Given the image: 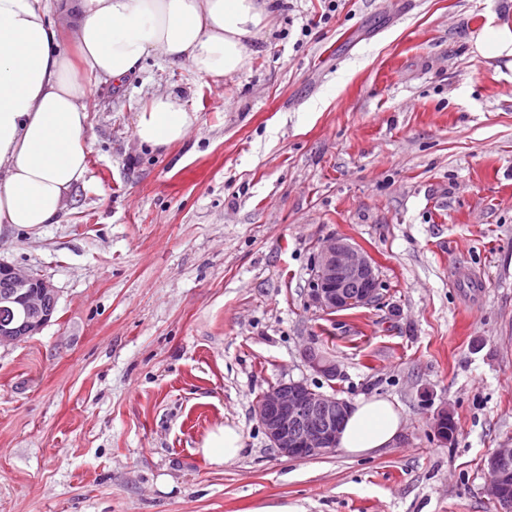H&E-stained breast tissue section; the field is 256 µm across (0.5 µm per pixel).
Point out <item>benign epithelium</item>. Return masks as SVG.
Masks as SVG:
<instances>
[{"instance_id": "obj_1", "label": "benign epithelium", "mask_w": 512, "mask_h": 512, "mask_svg": "<svg viewBox=\"0 0 512 512\" xmlns=\"http://www.w3.org/2000/svg\"><path fill=\"white\" fill-rule=\"evenodd\" d=\"M356 282L362 291L355 297L346 284ZM378 295L373 259L344 239L332 237L318 248L317 261L307 292L309 305L336 313L369 306ZM56 310V291L46 279L0 262V346L24 341L38 334ZM304 361L327 380L336 376L329 357L308 351ZM349 404L336 392L314 389L305 380L269 386L259 397L254 415L271 447L283 456L307 459L334 452ZM487 467V496L503 512H512L508 495L512 484V445L496 449Z\"/></svg>"}]
</instances>
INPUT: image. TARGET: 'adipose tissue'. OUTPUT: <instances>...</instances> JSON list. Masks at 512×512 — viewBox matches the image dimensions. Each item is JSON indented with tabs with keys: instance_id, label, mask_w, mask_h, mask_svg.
Segmentation results:
<instances>
[{
	"instance_id": "adipose-tissue-1",
	"label": "adipose tissue",
	"mask_w": 512,
	"mask_h": 512,
	"mask_svg": "<svg viewBox=\"0 0 512 512\" xmlns=\"http://www.w3.org/2000/svg\"><path fill=\"white\" fill-rule=\"evenodd\" d=\"M274 0H64L76 56L60 51L49 0H0V226L34 230L58 223L88 172L87 76L122 84L149 56L185 62L215 83L248 66L251 44L274 14ZM195 115L178 95L155 96L134 121L139 143L182 141ZM404 419L394 402L357 400L339 436L351 456L395 445ZM243 449L233 424L212 430L200 451L224 465Z\"/></svg>"
}]
</instances>
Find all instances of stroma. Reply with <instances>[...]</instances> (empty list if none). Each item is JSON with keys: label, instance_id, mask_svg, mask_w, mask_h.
<instances>
[{"label": "stroma", "instance_id": "obj_1", "mask_svg": "<svg viewBox=\"0 0 512 512\" xmlns=\"http://www.w3.org/2000/svg\"><path fill=\"white\" fill-rule=\"evenodd\" d=\"M216 85L152 56L92 81L91 154L60 223L0 232L56 313L0 347V512H496L485 460L512 442V62L475 36L512 0H277ZM196 119L163 151L136 112ZM374 260L379 297L332 315L307 290L324 239ZM392 400L367 457L279 455L254 416L278 381ZM448 408L454 441L434 414ZM232 423L239 458L206 434ZM195 118L194 112L188 111L178 95H158L136 112L133 134L139 144L165 148L182 141L190 132ZM243 449V433L234 424L217 426L204 439L199 451L211 463L222 466L237 459Z\"/></svg>", "mask_w": 512, "mask_h": 512}]
</instances>
